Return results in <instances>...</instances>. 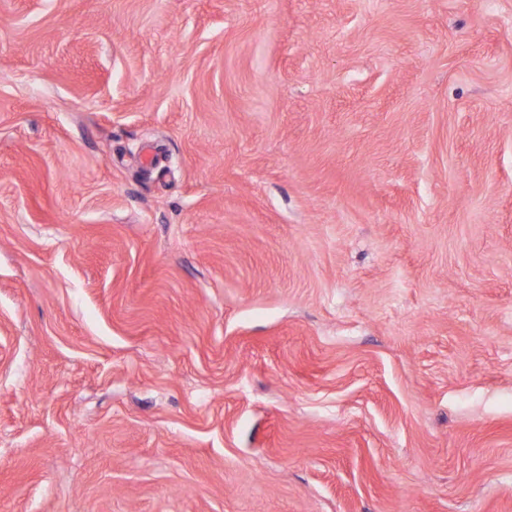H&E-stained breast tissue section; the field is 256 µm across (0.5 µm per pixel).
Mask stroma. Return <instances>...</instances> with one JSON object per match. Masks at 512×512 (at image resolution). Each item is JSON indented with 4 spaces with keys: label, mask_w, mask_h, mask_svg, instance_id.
Returning <instances> with one entry per match:
<instances>
[{
    "label": "stroma",
    "mask_w": 512,
    "mask_h": 512,
    "mask_svg": "<svg viewBox=\"0 0 512 512\" xmlns=\"http://www.w3.org/2000/svg\"><path fill=\"white\" fill-rule=\"evenodd\" d=\"M0 512H512V0H0Z\"/></svg>",
    "instance_id": "1"
}]
</instances>
